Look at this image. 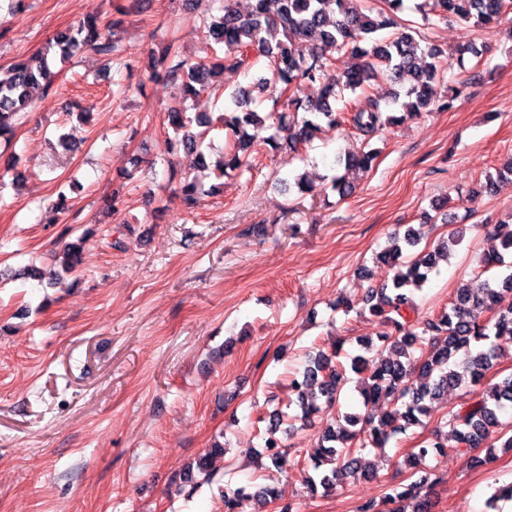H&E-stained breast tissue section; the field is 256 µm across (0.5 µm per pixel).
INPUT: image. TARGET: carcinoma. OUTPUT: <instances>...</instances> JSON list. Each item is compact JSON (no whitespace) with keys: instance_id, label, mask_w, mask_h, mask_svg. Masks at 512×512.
<instances>
[{"instance_id":"carcinoma-1","label":"carcinoma","mask_w":512,"mask_h":512,"mask_svg":"<svg viewBox=\"0 0 512 512\" xmlns=\"http://www.w3.org/2000/svg\"><path fill=\"white\" fill-rule=\"evenodd\" d=\"M360 0H254L249 13L240 12L237 0H224L221 15L203 20L204 55L187 59L173 54L163 56L162 70L154 76L177 85L179 98L186 101L203 95H216L221 89L217 78L229 67L264 60L270 77L256 83L260 91L272 89L285 100L287 110L260 113L246 109L250 94L241 90L230 95L224 104L221 123L226 143L224 157L216 165L215 177L241 176L250 170L249 156L261 132L263 141L277 150L284 146L297 152L309 145L322 131L345 124L361 135H371L388 125L420 116L432 107L448 108L452 101L440 102L441 51L410 27L403 26L396 15L402 0H385V11L365 12ZM507 0H424L420 9L432 24L453 20L471 23L493 33L499 26ZM123 20L116 18L102 26L89 18L57 33L46 45L23 61L0 69V139L13 138L21 115L35 107V93L47 95L58 72L54 60L70 61L80 53L90 52L109 60L119 58L120 46L113 31ZM379 77L389 79L395 88L385 105L352 109L343 115L336 110L337 90L356 92ZM305 85L318 86L313 98L301 96ZM188 108L172 107L168 125L174 137H166L168 148L180 144L199 152L211 128L206 113L187 115ZM375 154H348L337 163L344 164L345 174L330 177L331 188L345 196L352 191L346 178L351 172H365ZM215 188L206 189L196 178L183 177L175 195L183 210L191 213ZM463 237L459 232L449 242L418 255L383 286L366 295L371 316L379 319L382 330L377 341H363L365 354L350 358V368L358 375L356 391L363 402L380 399L394 405L392 413L379 421L346 413L337 424L322 429L316 452L309 457L306 488L311 494L334 493L348 478L361 474L377 475V468L366 458L365 451L383 448L390 437L407 434L422 425V417L430 413V405L450 388L474 386L470 401L446 412L437 421L432 436L410 448L404 461L410 482L396 487L382 499L366 501L356 512H432L430 481L426 461L433 454L453 451L476 465H490L494 456L474 454L479 448H491V441H502L512 448V434L505 430L499 415L512 408V374L482 389L485 371L499 355L496 340L512 336V307L494 310L503 293H512V265L503 252H512V223H501L489 234L491 249L484 254L487 266L502 268L491 278L480 282L461 281L454 291L448 311L436 318L411 321L415 312L413 291L421 288L429 273L437 266L442 253L450 252ZM422 234L409 225L402 235L393 237L391 248L379 255L381 261L398 264L403 247H415ZM83 239L64 246L61 267L69 273L81 263ZM18 279H30L53 287L60 281L57 271L28 266L18 270ZM489 309L492 316L480 322L474 313ZM331 353L319 351L309 356L307 365L292 379L296 404L300 413L294 420L304 424L313 415L331 409L339 402L345 381V368ZM287 418L281 413L270 416L262 455L271 467L283 470L288 458L286 448L277 437ZM225 448L216 444L210 452L197 458L188 468L186 482L195 484L197 477L213 478V458L224 455ZM281 499L273 485L224 488L225 512H260L269 503Z\"/></svg>"}]
</instances>
